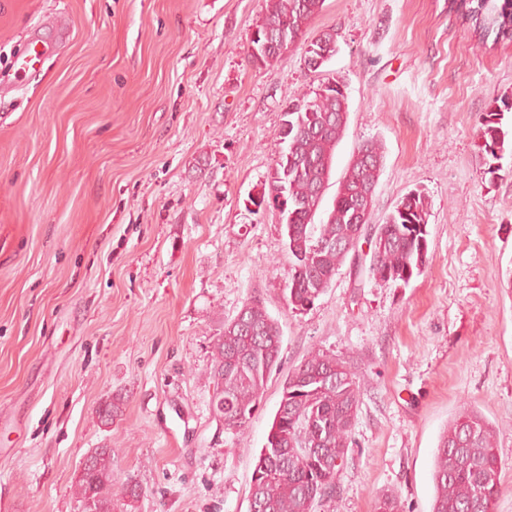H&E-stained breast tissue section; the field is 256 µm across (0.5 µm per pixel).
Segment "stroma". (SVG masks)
<instances>
[{
	"label": "stroma",
	"mask_w": 512,
	"mask_h": 512,
	"mask_svg": "<svg viewBox=\"0 0 512 512\" xmlns=\"http://www.w3.org/2000/svg\"><path fill=\"white\" fill-rule=\"evenodd\" d=\"M263 0H0V512H84V457L112 451L134 506L248 512L283 383L311 351L362 387L354 445L318 512H431L439 437L479 411L512 512V111L491 174L482 117L512 99V42L478 40L448 0H324L270 67L249 63ZM56 41L7 84L34 31ZM334 32L319 70L309 40ZM349 117L323 205L354 149L384 146L383 223L428 198L425 272L387 286L343 264L306 310L288 305L274 209L253 210L288 103L328 80ZM282 332L250 422L214 415V345L249 301ZM116 401L112 420L97 409Z\"/></svg>",
	"instance_id": "1"
}]
</instances>
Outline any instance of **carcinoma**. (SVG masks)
Here are the masks:
<instances>
[{
	"label": "carcinoma",
	"instance_id": "obj_1",
	"mask_svg": "<svg viewBox=\"0 0 512 512\" xmlns=\"http://www.w3.org/2000/svg\"><path fill=\"white\" fill-rule=\"evenodd\" d=\"M265 12L256 25L263 41L265 24L288 20V40H299L324 0H265ZM449 10L471 24L479 40L512 41V0H451ZM485 114L484 147L495 160L503 157L507 132L501 111ZM348 97L343 85L323 92L312 90L283 114L288 135L277 136L279 152L270 172L268 193L251 203L260 207L285 205L282 226L290 256L288 304L304 310L323 294L339 267L356 250L372 211L360 209L377 186L383 147L360 143L340 181L332 209L317 224L320 191L328 186L336 147L348 122ZM428 199L411 191L398 202L384 223L375 226L369 274L384 285L406 286L422 275L428 264ZM242 318L224 325L214 347L213 369L224 370L222 402L211 403L224 418V427L243 430L280 363L281 330L257 302L242 308ZM362 403V392L351 367L321 351L311 352L288 375L279 408L252 473L249 512H317L333 496L340 467L353 447L352 427ZM504 463L496 432L473 409H464L439 438L431 512H495ZM77 494L84 512H112V497L131 504L141 497L136 483L118 482L112 471V449L95 451L92 465L80 475Z\"/></svg>",
	"mask_w": 512,
	"mask_h": 512
}]
</instances>
